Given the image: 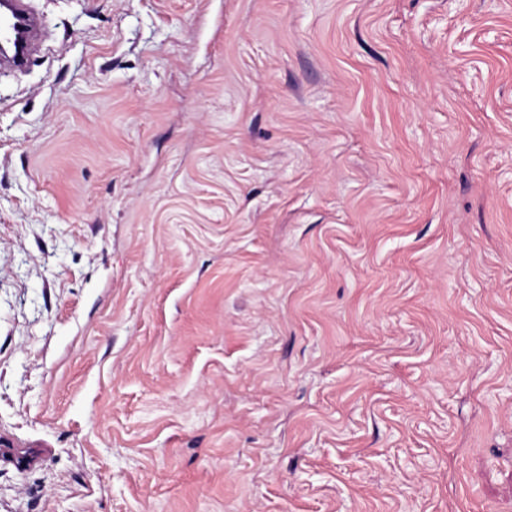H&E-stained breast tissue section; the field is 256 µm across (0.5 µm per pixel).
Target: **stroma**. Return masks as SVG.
I'll return each mask as SVG.
<instances>
[{"mask_svg":"<svg viewBox=\"0 0 512 512\" xmlns=\"http://www.w3.org/2000/svg\"><path fill=\"white\" fill-rule=\"evenodd\" d=\"M34 5L0 512H512V0Z\"/></svg>","mask_w":512,"mask_h":512,"instance_id":"1","label":"stroma"}]
</instances>
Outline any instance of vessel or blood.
<instances>
[{
    "instance_id": "obj_1",
    "label": "vessel or blood",
    "mask_w": 512,
    "mask_h": 512,
    "mask_svg": "<svg viewBox=\"0 0 512 512\" xmlns=\"http://www.w3.org/2000/svg\"><path fill=\"white\" fill-rule=\"evenodd\" d=\"M40 39L30 0H0V42L12 49L9 64L23 66Z\"/></svg>"
}]
</instances>
